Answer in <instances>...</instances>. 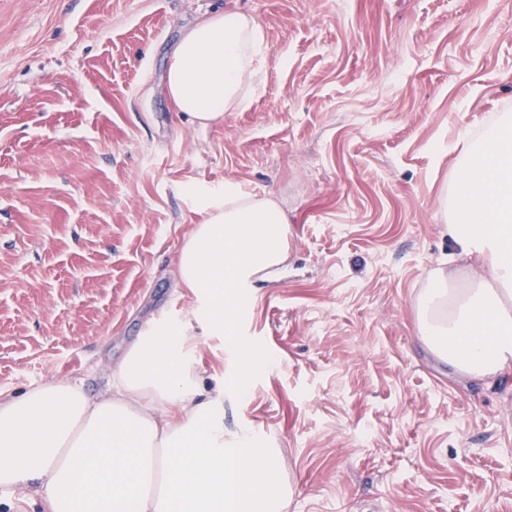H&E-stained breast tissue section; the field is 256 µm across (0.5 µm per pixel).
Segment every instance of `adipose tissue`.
I'll use <instances>...</instances> for the list:
<instances>
[{"instance_id":"ef3b65f1","label":"adipose tissue","mask_w":512,"mask_h":512,"mask_svg":"<svg viewBox=\"0 0 512 512\" xmlns=\"http://www.w3.org/2000/svg\"><path fill=\"white\" fill-rule=\"evenodd\" d=\"M268 61L265 31L240 10H215L182 36L165 92L188 122L208 127L246 110ZM448 236L478 264L466 282L437 270L418 328L461 373L512 372V115L480 137L459 133ZM201 215L177 260V286L194 298L175 320L149 321L96 397L50 382L0 397V489L23 486L49 512H281V470L251 429L227 432L225 393L248 390L267 355L243 343L238 307L288 253V217L270 195L231 180L191 181ZM223 337L235 356L225 380L202 386L189 352L198 335Z\"/></svg>"}]
</instances>
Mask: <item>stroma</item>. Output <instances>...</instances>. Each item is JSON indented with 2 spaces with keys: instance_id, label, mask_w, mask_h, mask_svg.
I'll return each mask as SVG.
<instances>
[{
  "instance_id": "obj_1",
  "label": "stroma",
  "mask_w": 512,
  "mask_h": 512,
  "mask_svg": "<svg viewBox=\"0 0 512 512\" xmlns=\"http://www.w3.org/2000/svg\"><path fill=\"white\" fill-rule=\"evenodd\" d=\"M265 29L262 88L199 129L163 92L206 11ZM512 113V0H0V392L96 394L175 289L201 217L181 183L231 179L288 217V260L240 305L271 360L224 400L276 448L283 512H512V374L470 380L417 328L462 267L445 194L458 133ZM204 384L234 357L191 352Z\"/></svg>"
}]
</instances>
